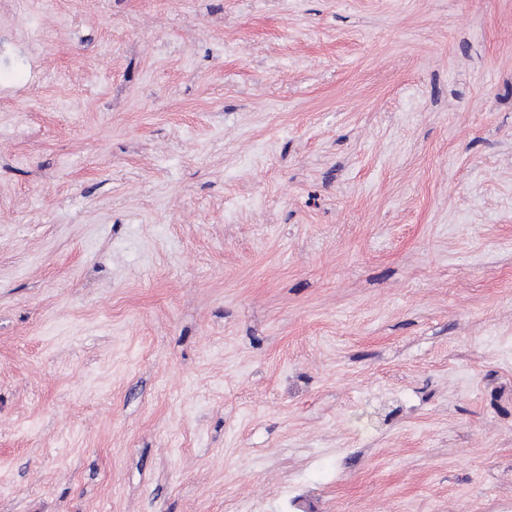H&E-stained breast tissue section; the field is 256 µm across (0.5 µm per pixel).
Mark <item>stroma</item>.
Listing matches in <instances>:
<instances>
[{
	"instance_id": "1",
	"label": "stroma",
	"mask_w": 512,
	"mask_h": 512,
	"mask_svg": "<svg viewBox=\"0 0 512 512\" xmlns=\"http://www.w3.org/2000/svg\"><path fill=\"white\" fill-rule=\"evenodd\" d=\"M0 481L512 500V0H0Z\"/></svg>"
}]
</instances>
